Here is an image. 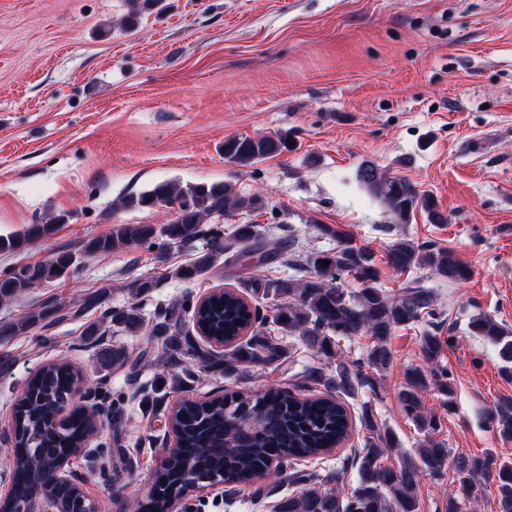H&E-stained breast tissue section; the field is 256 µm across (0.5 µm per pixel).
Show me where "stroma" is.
Segmentation results:
<instances>
[{
	"label": "stroma",
	"instance_id": "35a3bbf8",
	"mask_svg": "<svg viewBox=\"0 0 512 512\" xmlns=\"http://www.w3.org/2000/svg\"><path fill=\"white\" fill-rule=\"evenodd\" d=\"M168 2L167 11H149L129 25L130 0H0V237L63 219L23 250L0 252V272L61 249L75 251L77 264L74 274L0 306V324L78 305L92 293L106 308L140 302L144 317L139 330L114 326L97 343L86 334L99 316L95 309L0 336V414H10L27 379L56 359L80 369L98 397L124 395L122 422L105 425L96 438L112 456L94 464L80 455L71 464L102 512H121L124 499L148 493L169 445L166 421L181 397L173 377L196 398L250 395L267 385L300 398L326 395L307 372L318 367L335 375L333 361L273 323L268 336L288 351L279 368L251 365L228 377L217 367L201 369L186 352L177 366L140 369L137 385L165 390L148 405L127 375L141 355L162 358L154 320L183 299L229 288L271 314V301L253 296L251 279L291 276L288 260L334 251L336 239L317 230L328 224L373 253L386 293L420 280L437 318L393 331L387 368L365 366L370 384L340 397L352 423L343 447L295 460L289 471H340L345 488L354 487L366 411L396 437L385 464L416 456L424 435L401 411L398 394L406 371L424 363L420 340L428 331L445 340L439 364L454 388L450 398L432 386L421 395L424 411L441 419L438 440L456 454L512 460V440L484 417L512 398V376L495 347L468 327L481 313L512 329V0ZM279 130L294 135L293 151L246 166L224 156L225 139ZM367 164L432 195L442 223L421 211L410 223H395L356 179ZM165 180L228 182L239 194H260L266 205L211 218L162 261L141 246L80 253L83 241L121 224L162 228L163 211L119 203ZM242 224L253 225L259 247L246 269L219 257ZM404 236L453 250L471 267V279L395 271L386 254ZM211 252L217 259L203 275L170 277L171 269ZM145 278L154 287L135 298L131 284ZM112 346L125 350L126 365H100V349ZM128 457L133 466L125 465ZM265 490L256 500L228 496L219 483L185 502L188 512H275L298 487L282 478L267 481ZM455 492L462 512H499L495 485L460 494L450 469L421 482L418 512H445Z\"/></svg>",
	"mask_w": 512,
	"mask_h": 512
}]
</instances>
